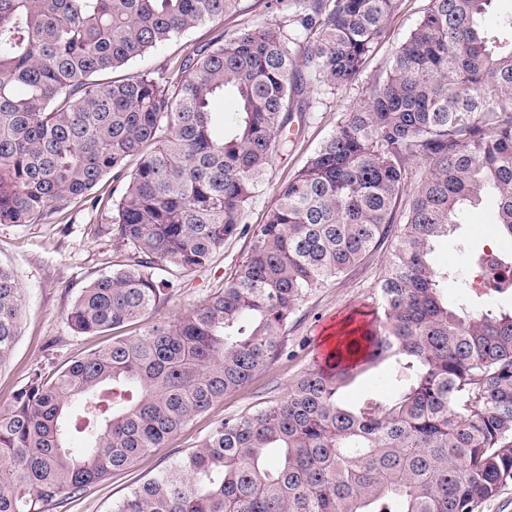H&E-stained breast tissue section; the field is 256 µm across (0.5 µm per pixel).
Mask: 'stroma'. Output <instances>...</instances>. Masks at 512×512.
<instances>
[{
	"instance_id": "obj_1",
	"label": "stroma",
	"mask_w": 512,
	"mask_h": 512,
	"mask_svg": "<svg viewBox=\"0 0 512 512\" xmlns=\"http://www.w3.org/2000/svg\"><path fill=\"white\" fill-rule=\"evenodd\" d=\"M426 4L427 0H402L388 25L386 39L376 46L364 72L351 83L333 92L319 84H309L307 98L311 110L294 146L274 155L264 190L246 212V224L263 222L281 184L332 133L342 114L361 102L369 79L384 69L392 49L409 35ZM239 9L238 18L201 25L158 47L126 67V74L164 67L191 46L234 29L237 22L282 17L275 0H240ZM119 192V186L107 175L89 198L70 202L53 214L49 222L0 224V267L13 273L24 298L18 341L10 360L0 366V410L9 407L16 390L24 385L32 370L52 374L89 351L111 343L114 333L110 330L99 335L75 333L67 322V313L82 288L114 268L112 213ZM490 221L487 206L467 208L455 234L438 244L434 259L454 271L448 281L449 302L478 307L484 300L483 289L473 285L476 272L466 257L465 247L493 245L512 251V240L495 237ZM393 249V242H385L358 267L313 288L288 322L282 338L283 353L244 387L196 416L164 447L151 449L129 469L50 506L48 512H113L132 488L194 448L217 422L283 397L289 382L317 360L320 333L342 327L349 316L377 311L378 285ZM246 250V238H232L225 241L205 267L172 271L170 278L177 288L159 308V317L177 319L206 300L215 289L223 287ZM396 390L393 373L382 366L362 374L342 390L340 398L346 404L355 405L369 397L392 396Z\"/></svg>"
}]
</instances>
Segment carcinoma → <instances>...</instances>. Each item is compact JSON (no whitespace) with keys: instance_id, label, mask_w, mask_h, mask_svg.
Segmentation results:
<instances>
[{"instance_id":"carcinoma-1","label":"carcinoma","mask_w":512,"mask_h":512,"mask_svg":"<svg viewBox=\"0 0 512 512\" xmlns=\"http://www.w3.org/2000/svg\"><path fill=\"white\" fill-rule=\"evenodd\" d=\"M286 23H243L172 70L109 80L239 0H0V224H35L125 182L112 216L118 269L85 287L77 333L141 332L35 370L0 412V512L52 503L131 467L281 354L309 291L386 240L383 320L347 331L284 397L218 422L115 512H474L512 481V308L448 306L435 264L467 207L492 204L512 239V14L492 0H428L361 105L244 224L290 113L298 68L333 91L362 71L400 0H277ZM231 110L216 119L213 105ZM140 156L127 174L124 161ZM424 164L426 173L417 175ZM249 239L234 276L175 321L155 269L204 267ZM22 291L0 267V363ZM390 362L398 390L355 406L339 391Z\"/></svg>"}]
</instances>
